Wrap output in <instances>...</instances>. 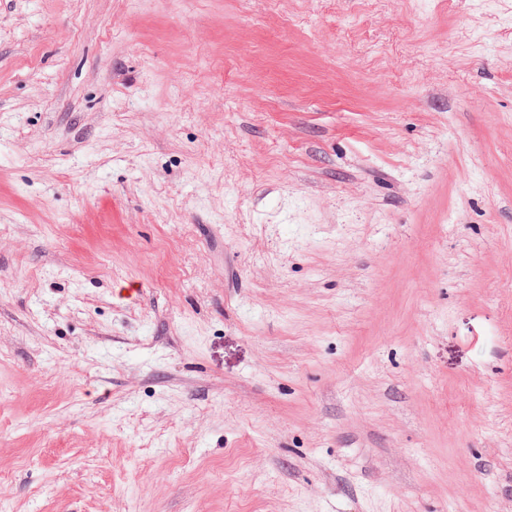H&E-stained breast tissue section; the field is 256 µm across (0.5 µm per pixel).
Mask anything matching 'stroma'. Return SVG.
Listing matches in <instances>:
<instances>
[{"label": "stroma", "instance_id": "stroma-1", "mask_svg": "<svg viewBox=\"0 0 512 512\" xmlns=\"http://www.w3.org/2000/svg\"><path fill=\"white\" fill-rule=\"evenodd\" d=\"M0 512H512V0H0Z\"/></svg>", "mask_w": 512, "mask_h": 512}]
</instances>
